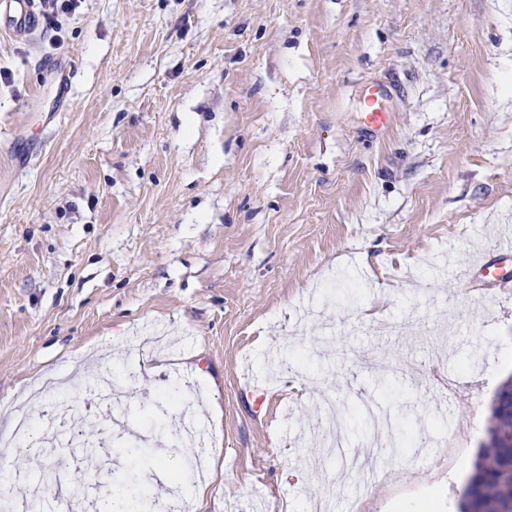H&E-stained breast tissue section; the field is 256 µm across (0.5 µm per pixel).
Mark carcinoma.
<instances>
[{
    "mask_svg": "<svg viewBox=\"0 0 512 512\" xmlns=\"http://www.w3.org/2000/svg\"><path fill=\"white\" fill-rule=\"evenodd\" d=\"M512 430V377L494 394L489 427L491 445L478 454L458 492V512H504L512 505V447H500V435Z\"/></svg>",
    "mask_w": 512,
    "mask_h": 512,
    "instance_id": "1",
    "label": "carcinoma"
}]
</instances>
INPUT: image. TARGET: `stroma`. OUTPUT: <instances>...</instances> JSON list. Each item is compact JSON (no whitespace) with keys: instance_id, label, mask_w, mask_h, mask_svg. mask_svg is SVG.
<instances>
[{"instance_id":"1","label":"stroma","mask_w":512,"mask_h":512,"mask_svg":"<svg viewBox=\"0 0 512 512\" xmlns=\"http://www.w3.org/2000/svg\"><path fill=\"white\" fill-rule=\"evenodd\" d=\"M507 235L512 0H76L0 33V430L20 405L42 440L22 489L94 505L91 441L167 503L173 444L211 477L189 512H324L330 485L333 512H458L512 376ZM69 371L66 437L44 410ZM331 405L353 455L388 423L369 491L319 446ZM371 104L367 112H365L364 125L372 130H381L387 127L389 122V113L384 105L380 103L381 96L376 93L370 94Z\"/></svg>"}]
</instances>
